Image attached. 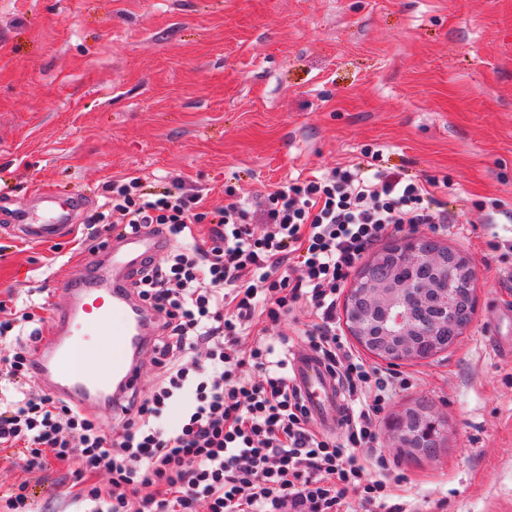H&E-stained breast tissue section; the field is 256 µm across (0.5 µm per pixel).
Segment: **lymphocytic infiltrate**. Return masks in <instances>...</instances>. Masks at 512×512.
<instances>
[{
	"label": "lymphocytic infiltrate",
	"instance_id": "1",
	"mask_svg": "<svg viewBox=\"0 0 512 512\" xmlns=\"http://www.w3.org/2000/svg\"><path fill=\"white\" fill-rule=\"evenodd\" d=\"M368 156L364 165L287 181L256 203L225 186L223 209L207 213L202 195L178 181L159 193L138 177L109 181L107 207L90 216L84 238L103 224L131 231L154 224L172 241L166 260L148 264L133 283L158 315L159 382L129 401L118 434L49 393H32L31 345L47 320L22 311L0 324V335L18 330L12 356L0 364V380L18 394L0 398V448L24 447L31 472L76 465L72 498L95 512H196L202 500L209 512H418L414 502L395 501L401 475L378 451L377 418L408 380L349 350L337 331L336 299L383 238L423 224L443 234L460 217L439 199L447 180L389 171L378 166V152ZM300 308L311 317L308 348L337 375L348 403L336 434L312 424L287 351L266 334ZM200 347L202 365L189 359ZM187 388L193 404L177 427H162ZM101 470L112 474L109 489L91 481ZM144 487L149 495H141Z\"/></svg>",
	"mask_w": 512,
	"mask_h": 512
}]
</instances>
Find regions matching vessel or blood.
<instances>
[{
  "instance_id": "b4317fda",
  "label": "vessel or blood",
  "mask_w": 512,
  "mask_h": 512,
  "mask_svg": "<svg viewBox=\"0 0 512 512\" xmlns=\"http://www.w3.org/2000/svg\"><path fill=\"white\" fill-rule=\"evenodd\" d=\"M35 203L46 213L13 207L0 198V214L9 218L7 231L17 240L46 244L70 233L83 203L61 197L46 188ZM166 234L143 228L134 232L115 229L112 250L90 260L63 280L64 304L53 308L43 336L33 349L37 378L52 395L86 411L105 398L115 415H122L126 395L142 381L143 359L152 348L155 315L130 291V283L146 260L166 252ZM113 336L112 353L100 356L104 336ZM293 381L310 417L327 430L338 428L344 413L339 383L312 351H299L291 359Z\"/></svg>"
}]
</instances>
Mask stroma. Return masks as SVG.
Wrapping results in <instances>:
<instances>
[{"label": "stroma", "instance_id": "stroma-1", "mask_svg": "<svg viewBox=\"0 0 512 512\" xmlns=\"http://www.w3.org/2000/svg\"><path fill=\"white\" fill-rule=\"evenodd\" d=\"M381 153L382 166L448 181L441 200L466 229L440 235L475 269L476 310L455 344L389 364L407 374L380 414V450L421 512H512V358L495 336L512 320V278L485 265L512 223V0H0V197L32 204L48 186L99 210L105 184L136 176L180 181L224 205L291 179L318 177ZM101 232L76 254L0 232V322L60 302L58 284L106 255ZM448 420L429 456L390 447L395 414L417 404ZM0 451V489L28 482L36 512H85L70 471L28 475Z\"/></svg>", "mask_w": 512, "mask_h": 512}]
</instances>
